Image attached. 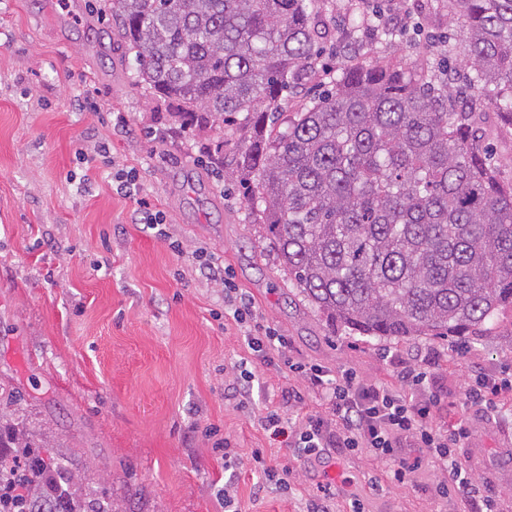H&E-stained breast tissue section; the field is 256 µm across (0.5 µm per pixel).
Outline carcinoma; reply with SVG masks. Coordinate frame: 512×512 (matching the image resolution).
<instances>
[{
  "label": "carcinoma",
  "mask_w": 512,
  "mask_h": 512,
  "mask_svg": "<svg viewBox=\"0 0 512 512\" xmlns=\"http://www.w3.org/2000/svg\"><path fill=\"white\" fill-rule=\"evenodd\" d=\"M315 0H108L136 81L186 125L250 135L232 175L288 278L331 324L363 336L472 335L512 306V183L481 139L461 79L512 125V0H452L466 26L460 70L340 63L303 108L283 93L312 64ZM0 383V512H131L92 490L58 440Z\"/></svg>",
  "instance_id": "cac0c4a2"
}]
</instances>
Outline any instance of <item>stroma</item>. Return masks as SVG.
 Listing matches in <instances>:
<instances>
[{
    "label": "stroma",
    "mask_w": 512,
    "mask_h": 512,
    "mask_svg": "<svg viewBox=\"0 0 512 512\" xmlns=\"http://www.w3.org/2000/svg\"><path fill=\"white\" fill-rule=\"evenodd\" d=\"M101 2L0 0V382L20 391V411L58 437L91 487L131 493V512H224L212 426L243 456L240 512H305L325 488L333 512L355 498L366 512H459L456 491L437 495L442 474L422 452H412L418 467L399 487L390 464L365 450L299 456L292 430L324 405L310 392L282 405V390L302 380L252 357L236 324L219 316L221 284L201 275L193 254L223 257L294 360L394 387L400 359L444 351L429 383L447 403L461 401L476 372L512 375V307L462 340L331 327L282 270L257 205L225 175L243 125H225L224 164L209 167L213 132L181 128L167 102L136 84L133 55ZM314 13L328 36L288 95L289 112L327 89L349 56L453 64L465 41L448 0H316ZM363 13L394 28L395 41L373 27L350 31L349 17ZM481 132L500 178L512 181V126L490 111ZM122 169L139 172L142 198L163 211L182 253L132 223L136 204L113 184ZM242 361L255 376L243 408L224 394ZM274 409L289 425L277 436L259 422ZM466 420L456 455L512 512V400L497 418L472 407ZM255 449L288 466V493L257 492Z\"/></svg>",
    "instance_id": "stroma-1"
}]
</instances>
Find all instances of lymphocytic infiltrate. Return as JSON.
<instances>
[{"label": "lymphocytic infiltrate", "instance_id": "lymphocytic-infiltrate-1", "mask_svg": "<svg viewBox=\"0 0 512 512\" xmlns=\"http://www.w3.org/2000/svg\"><path fill=\"white\" fill-rule=\"evenodd\" d=\"M210 280L224 287V308L241 328L247 329V346L262 357L278 355L290 371L298 373L307 391L314 393L331 412L330 418L309 417L301 422L296 445L304 457H319L329 449L356 452L369 449L379 460L394 464L392 479L403 483L414 471L406 454L408 449L425 451L437 464L443 481L439 493L456 488L464 512H499L490 487H478L456 456L469 428L465 418L456 416L452 407L443 405L440 396L428 384L429 370L439 362V355L427 352L421 363H405L398 374V388L366 383L357 373L346 370L328 373L322 366L294 361L287 355L288 341L276 329L265 327L263 334L251 333L259 315L250 302L238 293L222 260L213 254L196 256ZM512 396V380L490 374L477 376L465 391L467 405L479 407L488 415L497 414L502 402Z\"/></svg>", "mask_w": 512, "mask_h": 512}]
</instances>
